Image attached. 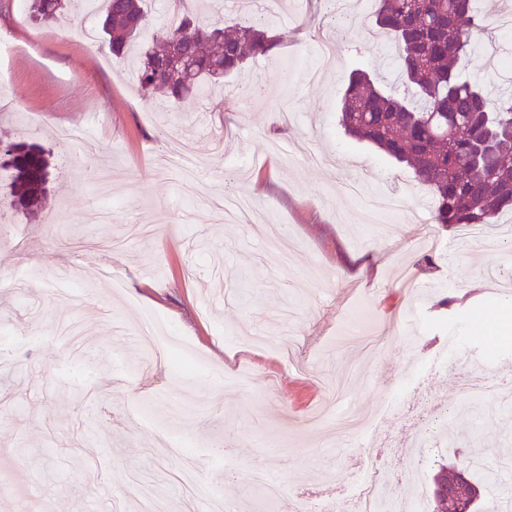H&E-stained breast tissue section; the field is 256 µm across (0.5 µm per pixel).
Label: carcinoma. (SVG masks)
<instances>
[{
    "label": "carcinoma",
    "instance_id": "obj_1",
    "mask_svg": "<svg viewBox=\"0 0 512 512\" xmlns=\"http://www.w3.org/2000/svg\"><path fill=\"white\" fill-rule=\"evenodd\" d=\"M64 9L62 0H30L38 22L58 20ZM477 16L476 0H376L375 25L397 54L396 82L355 69L339 108L346 135L413 170L432 196L436 224H490L512 212V97L492 105L460 73L466 48L482 32ZM146 17L144 0H104L101 30L112 54L136 43ZM175 39L192 53L191 75L169 70ZM275 46L260 17L223 27L186 9L153 38L135 78L143 97L161 92L180 103Z\"/></svg>",
    "mask_w": 512,
    "mask_h": 512
}]
</instances>
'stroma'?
<instances>
[{"instance_id": "35a3bbf8", "label": "stroma", "mask_w": 512, "mask_h": 512, "mask_svg": "<svg viewBox=\"0 0 512 512\" xmlns=\"http://www.w3.org/2000/svg\"><path fill=\"white\" fill-rule=\"evenodd\" d=\"M0 9V512H139L163 497L182 512L168 434L198 456L201 485L221 487L231 512H259L240 483L259 470L285 489L275 512H316L346 494L365 455L412 492L439 464H512V412H461L471 355L512 382V241L495 228L464 241L433 223L413 171L346 136L337 107L349 73L389 74L390 44H373L375 0L336 18L331 0H283L268 22L269 56L223 90L164 107L140 93L135 57L112 56L97 28L101 0H73L69 18L30 20ZM483 35L466 52L471 80L512 87V0H481ZM327 36L336 55L307 79ZM88 125L87 142L57 131ZM41 160L31 180L22 155ZM108 163L120 196L101 194L84 167ZM398 209L360 223L343 193L348 165ZM254 209L220 221L207 196ZM364 256L347 266L344 257ZM172 334L150 346L141 316ZM463 344L445 370L422 365L446 337ZM120 357L117 377L112 357ZM75 367L92 368L76 380ZM386 434L338 441L350 405L373 416L391 398ZM447 411L430 437L416 414ZM222 414L224 428L202 424ZM420 457L407 446L420 436Z\"/></svg>"}]
</instances>
